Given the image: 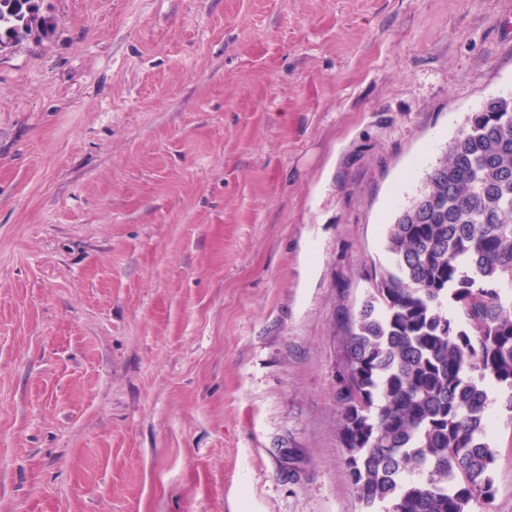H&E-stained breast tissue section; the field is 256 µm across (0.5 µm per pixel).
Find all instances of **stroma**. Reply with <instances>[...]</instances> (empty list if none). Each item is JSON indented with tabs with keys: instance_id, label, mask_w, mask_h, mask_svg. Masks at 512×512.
<instances>
[{
	"instance_id": "stroma-1",
	"label": "stroma",
	"mask_w": 512,
	"mask_h": 512,
	"mask_svg": "<svg viewBox=\"0 0 512 512\" xmlns=\"http://www.w3.org/2000/svg\"><path fill=\"white\" fill-rule=\"evenodd\" d=\"M41 11L0 50V512H366L347 322L384 224L512 94V0Z\"/></svg>"
}]
</instances>
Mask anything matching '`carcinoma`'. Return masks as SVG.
Masks as SVG:
<instances>
[{"label": "carcinoma", "instance_id": "1", "mask_svg": "<svg viewBox=\"0 0 512 512\" xmlns=\"http://www.w3.org/2000/svg\"><path fill=\"white\" fill-rule=\"evenodd\" d=\"M50 30L40 0H0L1 49ZM384 249L336 392L350 484L368 512H490L487 382L512 390V96L466 117Z\"/></svg>", "mask_w": 512, "mask_h": 512}]
</instances>
